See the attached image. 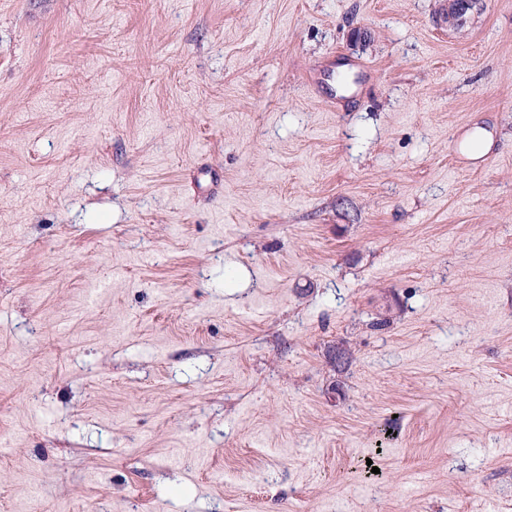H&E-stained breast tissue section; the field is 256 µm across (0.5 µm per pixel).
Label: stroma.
I'll list each match as a JSON object with an SVG mask.
<instances>
[{"label": "stroma", "mask_w": 512, "mask_h": 512, "mask_svg": "<svg viewBox=\"0 0 512 512\" xmlns=\"http://www.w3.org/2000/svg\"><path fill=\"white\" fill-rule=\"evenodd\" d=\"M1 436L0 512H512V0H0Z\"/></svg>", "instance_id": "1"}]
</instances>
